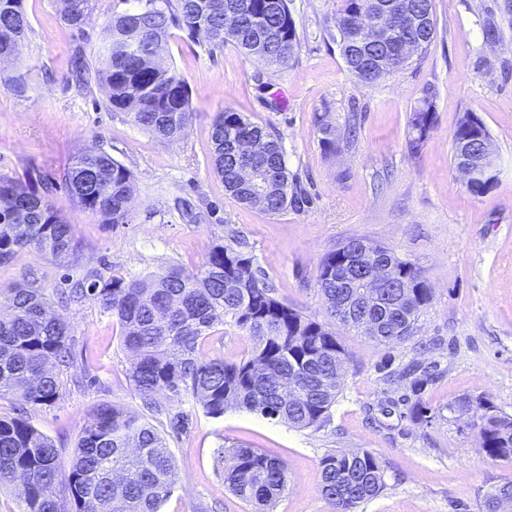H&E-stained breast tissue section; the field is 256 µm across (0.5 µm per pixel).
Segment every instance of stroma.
I'll return each mask as SVG.
<instances>
[{"label": "stroma", "instance_id": "1", "mask_svg": "<svg viewBox=\"0 0 512 512\" xmlns=\"http://www.w3.org/2000/svg\"><path fill=\"white\" fill-rule=\"evenodd\" d=\"M340 5L292 0L300 45L281 67L177 33L168 55L194 116L175 141L112 110L96 82L69 77L73 58L97 62L112 0H100L78 29L63 20L59 0H25L31 29L18 59L0 68L25 85L21 93L0 85V174L50 184L47 198L73 224L79 249L66 268L36 249L20 251L0 267V289L31 270L54 299L91 271L138 276L172 262L198 269L213 244L233 236L247 242L280 300L322 322L318 265L350 239L391 248L433 290L403 342L380 345L337 327L347 372L320 425L297 429L233 409L215 419L190 397L151 415L175 462L162 512H251L224 484L222 452L237 444L286 463L288 486L273 512H334L321 494L320 461L336 450L369 451L384 466V490L355 512H478L483 491L512 478V463L487 457L479 434L484 405L512 415V0H433L437 35L428 50L370 87L333 39ZM428 91L436 122L414 156L408 117ZM228 106L274 131L308 204L271 214L225 192L211 126ZM468 111L485 124L497 158L496 182L479 195L452 161V136ZM352 121L356 142L325 152L320 126L341 131ZM94 148L132 173L126 223H99L63 184L71 158ZM55 311L70 325L72 357L59 398L25 417L65 464L97 406L136 410L140 402L116 320L90 297ZM409 365L423 386L402 378Z\"/></svg>", "mask_w": 512, "mask_h": 512}]
</instances>
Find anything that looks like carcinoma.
I'll use <instances>...</instances> for the list:
<instances>
[{"label":"carcinoma","instance_id":"obj_1","mask_svg":"<svg viewBox=\"0 0 512 512\" xmlns=\"http://www.w3.org/2000/svg\"><path fill=\"white\" fill-rule=\"evenodd\" d=\"M24 2L0 0V62L18 58L31 29ZM60 2L63 20L73 28L81 27L96 9L95 0ZM358 2L341 0L336 30L348 68L366 85L410 65L397 52L401 42L417 39L423 53L436 36L432 0H407L408 12L427 16L430 33L400 23L384 43L355 46L347 21ZM107 28L109 40L98 65L92 69L77 62L73 76L80 82L95 79L107 89L112 109L129 113L136 125L164 140L181 138L193 115L187 83L166 56L174 31L191 38L203 32L211 52L231 43L243 54L276 66L287 65L300 43L289 0H116ZM474 118L472 112L464 115L453 141L490 139L485 125H476ZM435 120L434 94L428 91L408 118L411 154L421 152ZM245 138L261 142L262 152L245 157L239 148ZM211 140L214 168L225 191L238 201L271 213L307 202L279 139L267 127L226 107L216 113ZM246 165L270 173L260 204L241 176ZM63 178L74 202L100 223L126 222L133 178L110 153L78 156ZM353 243L351 239L321 259L318 285L330 317L356 330L361 295L347 284ZM29 247L59 265L77 258L73 225L37 189L0 175V265ZM378 249L413 284L416 316L401 330L406 315L394 305L401 289H382L381 327L371 340L392 345L414 335L432 289L412 262L387 247ZM88 295L118 321L122 345L134 354L128 378L142 411L98 406L81 429L66 468L54 442L23 416L0 417V490L17 492L20 512H160L172 493L175 464L166 438L148 416L190 396L211 418L242 409L307 428L327 417L341 390L346 358L335 332L278 299L274 286L235 239L213 245L195 271L173 263L133 278L91 274L70 288L68 300L78 302ZM0 305L11 309L9 317H0V398L11 395L22 406L54 403L62 381L52 368L68 363L69 324L28 273L15 287L0 290ZM219 325L249 337L251 351L236 361L203 358L199 346ZM478 406L487 410L479 428L486 455L512 462V415L491 414V407L481 402ZM320 467L321 493L335 512H353L386 486L382 463L369 451L337 450L326 454ZM58 483L68 491L64 504L53 496ZM224 484L255 512H272L286 489L287 468L254 448H233L224 466ZM504 492L512 493V479L490 486L479 512H495L493 504Z\"/></svg>","mask_w":512,"mask_h":512}]
</instances>
